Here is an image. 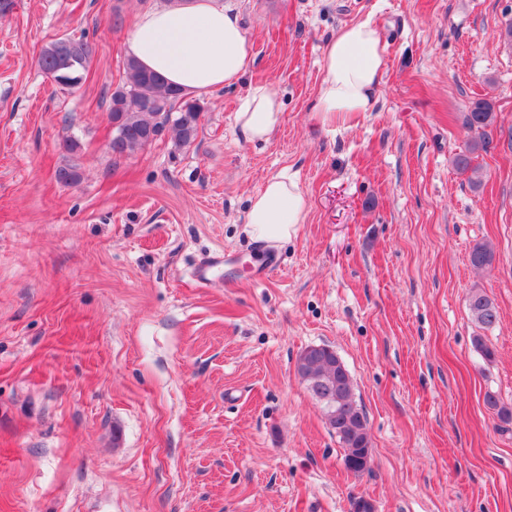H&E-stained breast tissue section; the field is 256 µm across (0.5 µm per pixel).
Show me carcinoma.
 Wrapping results in <instances>:
<instances>
[{
    "label": "carcinoma",
    "instance_id": "obj_1",
    "mask_svg": "<svg viewBox=\"0 0 512 512\" xmlns=\"http://www.w3.org/2000/svg\"><path fill=\"white\" fill-rule=\"evenodd\" d=\"M91 58L92 49L88 43L60 39L42 50L38 66L58 85L73 89L83 80ZM124 69L125 81L111 95L109 120L123 133L120 141L109 143L112 155H133L167 133L173 135L180 147L194 142L202 106L183 99L179 89L168 85L157 73L143 68L132 57L126 59ZM494 120L488 102L476 101L469 107L464 125L474 132V136L465 150L453 158L459 171L472 169V155L486 148L487 129L493 126ZM55 178L61 184L74 185L80 182L81 172L75 165H65L56 170ZM494 258V250L486 243L475 245L470 254V262L476 268L492 265ZM469 312L482 329L498 322V311L483 292L470 294ZM295 369L314 399L321 393L320 381L338 382V398L330 405L322 404L326 424L343 448L346 469L354 474L366 470L371 461L367 419L356 402L350 373L336 375V352L327 346L309 347L299 354Z\"/></svg>",
    "mask_w": 512,
    "mask_h": 512
}]
</instances>
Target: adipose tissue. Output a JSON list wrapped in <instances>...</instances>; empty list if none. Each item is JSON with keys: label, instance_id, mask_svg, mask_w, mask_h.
Segmentation results:
<instances>
[{"label": "adipose tissue", "instance_id": "1", "mask_svg": "<svg viewBox=\"0 0 512 512\" xmlns=\"http://www.w3.org/2000/svg\"><path fill=\"white\" fill-rule=\"evenodd\" d=\"M127 52L144 68L190 97L235 85L253 62L252 43L235 9L225 0H168L135 15ZM385 45L365 20L341 27L322 58L317 109L326 117L368 111L380 87ZM282 120V102L269 84L252 87L241 100L236 123L248 142L267 141ZM298 182L282 172L251 199L245 231L256 242H288L305 220Z\"/></svg>", "mask_w": 512, "mask_h": 512}]
</instances>
